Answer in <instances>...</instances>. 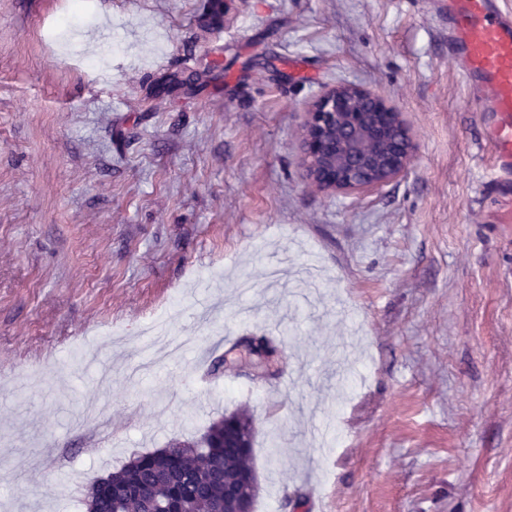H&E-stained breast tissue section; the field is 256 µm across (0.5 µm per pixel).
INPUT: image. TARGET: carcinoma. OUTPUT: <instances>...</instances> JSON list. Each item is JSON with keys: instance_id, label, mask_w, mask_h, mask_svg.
I'll list each match as a JSON object with an SVG mask.
<instances>
[{"instance_id": "1", "label": "carcinoma", "mask_w": 512, "mask_h": 512, "mask_svg": "<svg viewBox=\"0 0 512 512\" xmlns=\"http://www.w3.org/2000/svg\"><path fill=\"white\" fill-rule=\"evenodd\" d=\"M239 424L237 434L245 448L224 447V419L212 422L202 436L191 443L179 442L167 448L134 457L108 478L126 488L169 502H178L185 481L197 483L192 512H217L224 503V481L249 489L243 497L254 503L258 481H249L246 470L255 438L251 416L243 412L228 414ZM86 512H116L114 499L93 488L84 501Z\"/></svg>"}]
</instances>
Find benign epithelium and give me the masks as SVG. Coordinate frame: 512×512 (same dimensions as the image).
Segmentation results:
<instances>
[{
    "label": "benign epithelium",
    "instance_id": "obj_1",
    "mask_svg": "<svg viewBox=\"0 0 512 512\" xmlns=\"http://www.w3.org/2000/svg\"><path fill=\"white\" fill-rule=\"evenodd\" d=\"M417 146L403 113L358 85H338L305 112L303 178L323 191L381 187L407 172Z\"/></svg>",
    "mask_w": 512,
    "mask_h": 512
}]
</instances>
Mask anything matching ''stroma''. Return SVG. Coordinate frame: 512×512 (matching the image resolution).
Segmentation results:
<instances>
[{"mask_svg": "<svg viewBox=\"0 0 512 512\" xmlns=\"http://www.w3.org/2000/svg\"><path fill=\"white\" fill-rule=\"evenodd\" d=\"M90 2L0 0V512L241 409L254 512H512V175L437 0ZM344 83L418 139L383 188L303 181Z\"/></svg>", "mask_w": 512, "mask_h": 512, "instance_id": "35a3bbf8", "label": "stroma"}]
</instances>
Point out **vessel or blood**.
<instances>
[{
  "label": "vessel or blood",
  "mask_w": 512,
  "mask_h": 512,
  "mask_svg": "<svg viewBox=\"0 0 512 512\" xmlns=\"http://www.w3.org/2000/svg\"><path fill=\"white\" fill-rule=\"evenodd\" d=\"M448 56L463 70L467 102L486 126L498 172L512 171V12L499 0H445Z\"/></svg>",
  "instance_id": "b4317fda"
}]
</instances>
